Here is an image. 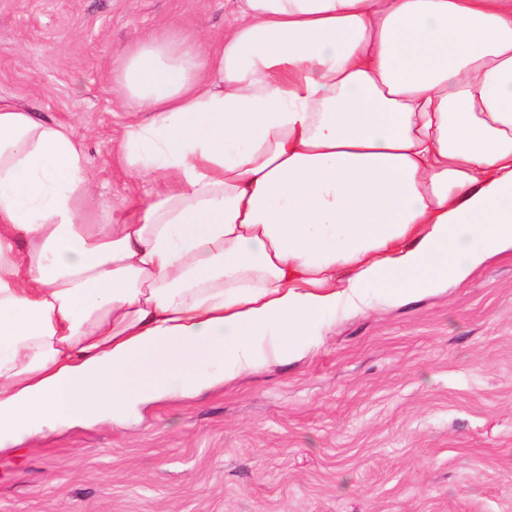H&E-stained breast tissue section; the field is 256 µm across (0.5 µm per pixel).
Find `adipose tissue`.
<instances>
[{
  "label": "adipose tissue",
  "instance_id": "ef3b65f1",
  "mask_svg": "<svg viewBox=\"0 0 512 512\" xmlns=\"http://www.w3.org/2000/svg\"><path fill=\"white\" fill-rule=\"evenodd\" d=\"M118 60L149 199L0 102V450L298 359L337 308L512 250V0H235Z\"/></svg>",
  "mask_w": 512,
  "mask_h": 512
}]
</instances>
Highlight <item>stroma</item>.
<instances>
[{"label":"stroma","instance_id":"stroma-1","mask_svg":"<svg viewBox=\"0 0 512 512\" xmlns=\"http://www.w3.org/2000/svg\"><path fill=\"white\" fill-rule=\"evenodd\" d=\"M232 0H0V101L72 127L95 208L145 197L116 153L114 63ZM0 512H512V251L401 306L337 311L299 360L141 423L0 452Z\"/></svg>","mask_w":512,"mask_h":512}]
</instances>
